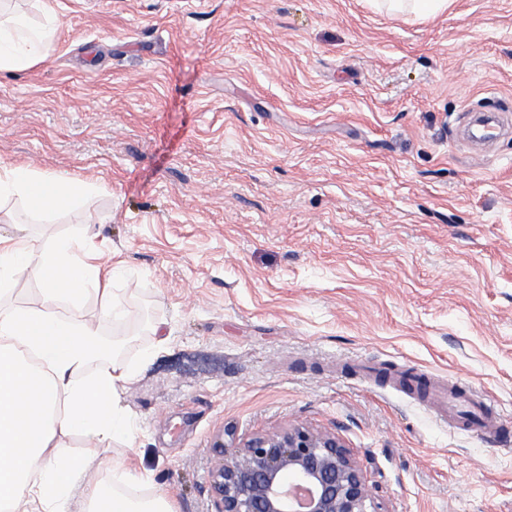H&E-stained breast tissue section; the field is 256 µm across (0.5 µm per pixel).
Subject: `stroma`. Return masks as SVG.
I'll list each match as a JSON object with an SVG mask.
<instances>
[{"label":"stroma","instance_id":"35a3bbf8","mask_svg":"<svg viewBox=\"0 0 512 512\" xmlns=\"http://www.w3.org/2000/svg\"><path fill=\"white\" fill-rule=\"evenodd\" d=\"M47 57L0 73V162L99 187L28 234L80 235L123 274L141 494L209 512L212 446L336 433L382 512H512V435L451 431L379 367L473 383L512 412V0L414 19L369 0H54ZM164 323L156 346L152 327Z\"/></svg>","mask_w":512,"mask_h":512}]
</instances>
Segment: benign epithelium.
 Returning <instances> with one entry per match:
<instances>
[{
  "instance_id": "7a95c632",
  "label": "benign epithelium",
  "mask_w": 512,
  "mask_h": 512,
  "mask_svg": "<svg viewBox=\"0 0 512 512\" xmlns=\"http://www.w3.org/2000/svg\"><path fill=\"white\" fill-rule=\"evenodd\" d=\"M212 512H368L362 467L334 433L301 425L213 445Z\"/></svg>"
}]
</instances>
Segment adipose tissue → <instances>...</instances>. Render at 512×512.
I'll return each mask as SVG.
<instances>
[{"label": "adipose tissue", "mask_w": 512, "mask_h": 512, "mask_svg": "<svg viewBox=\"0 0 512 512\" xmlns=\"http://www.w3.org/2000/svg\"><path fill=\"white\" fill-rule=\"evenodd\" d=\"M38 20L18 19L14 0H0V72H23L43 61L61 19L41 0ZM95 184L48 176L29 165L0 163V201L18 199L48 216L89 204ZM117 277L85 237L0 235V297L20 279L37 283L35 307L0 306V512H175L163 492L127 496L142 477L124 462H94L75 452L77 435L100 443L132 437L120 391L137 373L104 347L98 328L79 316L93 300L104 318L118 319Z\"/></svg>", "instance_id": "obj_1"}]
</instances>
